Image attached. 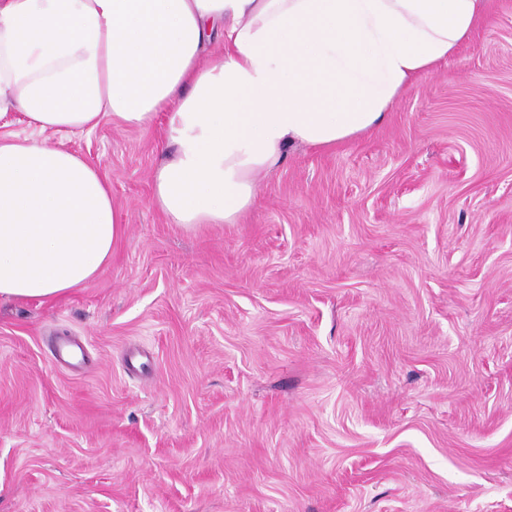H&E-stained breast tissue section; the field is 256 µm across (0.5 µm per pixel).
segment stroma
Masks as SVG:
<instances>
[{
	"mask_svg": "<svg viewBox=\"0 0 512 512\" xmlns=\"http://www.w3.org/2000/svg\"><path fill=\"white\" fill-rule=\"evenodd\" d=\"M487 11L237 224L154 207L162 125L47 135L124 233L67 296L0 301V512H512V0Z\"/></svg>",
	"mask_w": 512,
	"mask_h": 512,
	"instance_id": "stroma-1",
	"label": "stroma"
}]
</instances>
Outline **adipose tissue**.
Segmentation results:
<instances>
[{
    "label": "adipose tissue",
    "instance_id": "1",
    "mask_svg": "<svg viewBox=\"0 0 512 512\" xmlns=\"http://www.w3.org/2000/svg\"><path fill=\"white\" fill-rule=\"evenodd\" d=\"M486 19L485 0H0V121L29 129L0 134V299L82 287L123 233L107 178L42 134L164 122L154 205L235 224L290 147L379 126Z\"/></svg>",
    "mask_w": 512,
    "mask_h": 512
}]
</instances>
